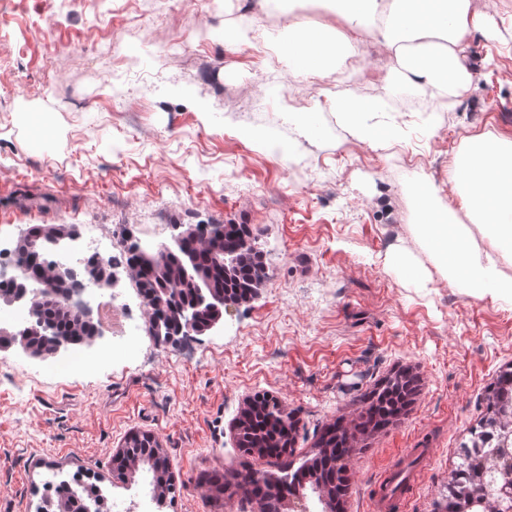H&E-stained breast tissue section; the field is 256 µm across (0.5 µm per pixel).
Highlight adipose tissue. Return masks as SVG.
Here are the masks:
<instances>
[{
  "label": "adipose tissue",
  "instance_id": "1",
  "mask_svg": "<svg viewBox=\"0 0 512 512\" xmlns=\"http://www.w3.org/2000/svg\"><path fill=\"white\" fill-rule=\"evenodd\" d=\"M331 23L292 33L280 56L299 78L325 72L337 54L359 53L373 39L396 57L397 80L423 92L464 89L469 74L463 64L472 32L484 20L470 11V0H336ZM336 115L359 140H378V118L386 98L336 100ZM448 179L459 186V206L442 204L431 181L419 185L420 233L448 281L473 298L491 294L512 301V138L487 133L469 136L465 148L448 164ZM465 211L486 227L487 246H479L461 224Z\"/></svg>",
  "mask_w": 512,
  "mask_h": 512
}]
</instances>
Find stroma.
<instances>
[{"label":"stroma","instance_id":"1","mask_svg":"<svg viewBox=\"0 0 512 512\" xmlns=\"http://www.w3.org/2000/svg\"><path fill=\"white\" fill-rule=\"evenodd\" d=\"M470 3L496 26L471 37L467 91L432 112L419 89L381 83L396 60L378 46L356 70L308 80L278 62V36L328 23L330 0L284 11L153 0L146 12L130 0H0V246L35 225H117L158 244L174 224H247L268 262L255 298L191 340L194 363L146 334L133 357L78 373L0 353V512H37L46 482L75 473L105 491L109 512H149L145 481L113 471L135 433L168 458L167 512H254L244 476L297 468L336 422L355 431L341 512H373L383 471L418 448L431 462L410 512H438L489 385L512 366V302L411 280L389 258L432 269L417 178L456 206L448 162L466 138L512 137V0ZM226 24L268 39L223 43ZM338 96L388 98L393 136L352 138L327 107ZM270 130L291 159L262 147ZM402 372L417 386L410 406L358 431L368 397ZM258 394L295 426L280 455L237 446L235 422Z\"/></svg>","mask_w":512,"mask_h":512}]
</instances>
